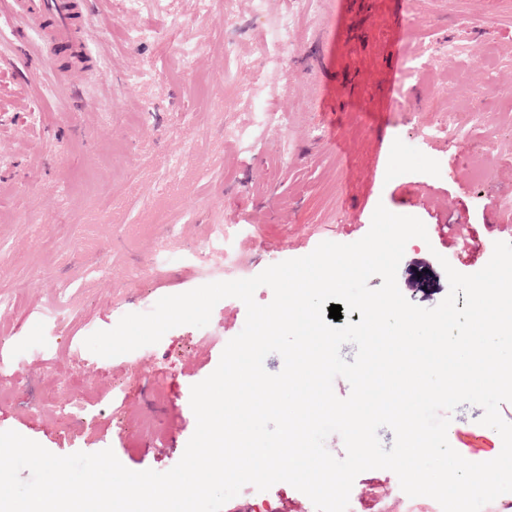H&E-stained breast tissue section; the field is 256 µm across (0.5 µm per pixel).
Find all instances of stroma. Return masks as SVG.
Listing matches in <instances>:
<instances>
[{"mask_svg": "<svg viewBox=\"0 0 512 512\" xmlns=\"http://www.w3.org/2000/svg\"><path fill=\"white\" fill-rule=\"evenodd\" d=\"M87 2L91 82L22 53L0 0V431L60 456L109 448L133 471L174 467L196 428L191 388L238 334L244 303L223 299L207 326L112 358L84 341L209 283L191 249L213 225H240L233 247L255 276L360 240L377 205L417 217L429 238L407 243L397 283L423 308L447 296L441 262L455 258L434 225H476L487 259L501 239L488 225L512 226V0H265L260 15L250 0H143L133 14ZM285 13L297 25L279 49L270 29ZM144 26L157 41L135 42ZM452 47L469 63L464 90ZM241 83L257 97L238 96ZM260 102L272 121L232 136ZM444 116L453 134L427 137ZM72 384L84 420L67 426L52 404ZM145 413L157 434H139ZM228 505L297 512L280 483Z\"/></svg>", "mask_w": 512, "mask_h": 512, "instance_id": "obj_1", "label": "stroma"}]
</instances>
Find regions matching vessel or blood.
Instances as JSON below:
<instances>
[{
    "mask_svg": "<svg viewBox=\"0 0 512 512\" xmlns=\"http://www.w3.org/2000/svg\"><path fill=\"white\" fill-rule=\"evenodd\" d=\"M9 2L20 26L38 34V56L50 61L59 76L78 73L90 80L97 78L98 60L88 46L90 20L86 0Z\"/></svg>",
    "mask_w": 512,
    "mask_h": 512,
    "instance_id": "1",
    "label": "vessel or blood"
}]
</instances>
